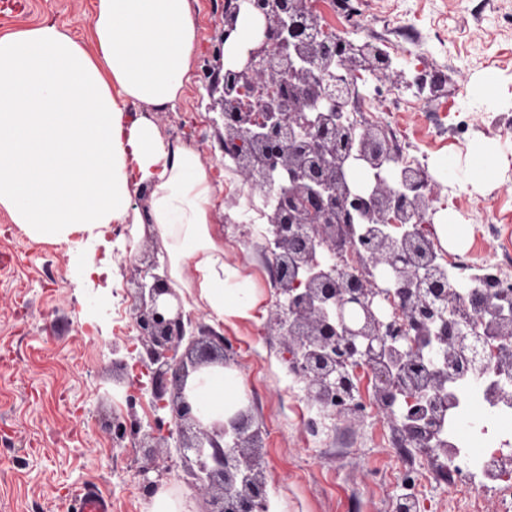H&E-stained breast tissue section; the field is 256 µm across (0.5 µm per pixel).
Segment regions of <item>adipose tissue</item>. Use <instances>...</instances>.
Wrapping results in <instances>:
<instances>
[{
    "label": "adipose tissue",
    "mask_w": 512,
    "mask_h": 512,
    "mask_svg": "<svg viewBox=\"0 0 512 512\" xmlns=\"http://www.w3.org/2000/svg\"><path fill=\"white\" fill-rule=\"evenodd\" d=\"M91 20L86 41L49 18L0 37V207L31 238L85 237V276L109 263L113 225L150 232L172 288L196 289L216 320L248 316L254 294L224 261L218 190L198 152L129 114L182 99L198 48L189 0H94ZM188 393L217 419L245 388L237 371L212 366L191 374Z\"/></svg>",
    "instance_id": "ef3b65f1"
}]
</instances>
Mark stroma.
I'll use <instances>...</instances> for the list:
<instances>
[{
  "instance_id": "obj_1",
  "label": "stroma",
  "mask_w": 512,
  "mask_h": 512,
  "mask_svg": "<svg viewBox=\"0 0 512 512\" xmlns=\"http://www.w3.org/2000/svg\"><path fill=\"white\" fill-rule=\"evenodd\" d=\"M0 37L52 17L66 33L90 36L92 0H17ZM201 54L175 108L146 112L167 140L193 147L215 185L221 209L214 229L224 239V260L253 288L247 317L215 322L208 309L183 295L194 320L237 343L236 369L244 406L262 430L272 512H394L412 479L420 512H502L496 489L461 497L441 469L406 446L379 409L362 418L330 420L319 435L307 422L318 414L302 382L288 370L283 337L266 321L275 301L273 264L260 237L238 225L258 215L259 194L245 193L244 177L224 161L217 113L209 111L202 69L224 31V0H190ZM361 41L378 44L407 79L424 91L401 89L375 100L391 113L426 165L436 194L431 221L460 224L466 251L493 264L512 252V29L502 14L512 0H363ZM496 144L503 163L495 177L455 181L444 163L466 167L475 151ZM77 245L34 240L0 207V512H75L82 488L112 499V512H151L140 490L139 469L154 463L159 489L186 500L190 512H207L214 488L194 483L169 442L153 456L117 440L112 418L130 414L142 424L155 417L150 393L127 402L128 382L112 371L114 350L136 345L133 261L112 256L111 288L104 279L78 275Z\"/></svg>"
}]
</instances>
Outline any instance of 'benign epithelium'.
I'll return each mask as SVG.
<instances>
[{"mask_svg": "<svg viewBox=\"0 0 512 512\" xmlns=\"http://www.w3.org/2000/svg\"><path fill=\"white\" fill-rule=\"evenodd\" d=\"M244 4L261 19L262 35L243 61L224 64L222 86L211 85L209 94H219L212 110L222 121L224 155L251 188L276 195L263 212L276 288L270 326L286 340L289 369L323 409L308 431L318 434L331 417L362 414L355 395L364 371L376 381L375 404L405 441L450 461L453 446L442 427L459 380L482 377L492 360L500 377L493 398L512 403V307L503 305L499 274L488 269L468 296L480 322L457 318L459 294L448 286V266L424 229L435 212L430 180L412 169L383 178L395 162L384 130L359 132L343 121L360 72L402 86L386 53L338 35L311 0H224V40L236 31ZM354 224L365 225L359 244L372 266L392 273V288L324 257ZM140 264L134 322L143 350L127 348L112 368L128 380V402L148 388L165 415L147 430H130L127 418L115 416L113 435L133 434L148 456L145 440L176 434L194 478L218 490L208 512H269L261 430L252 417L240 408L205 422L185 393L201 364L230 366L233 341L206 340L203 329L206 356L178 355L193 319L173 303L177 295L155 273L156 261ZM169 378L176 392L167 400Z\"/></svg>", "mask_w": 512, "mask_h": 512, "instance_id": "1", "label": "benign epithelium"}]
</instances>
